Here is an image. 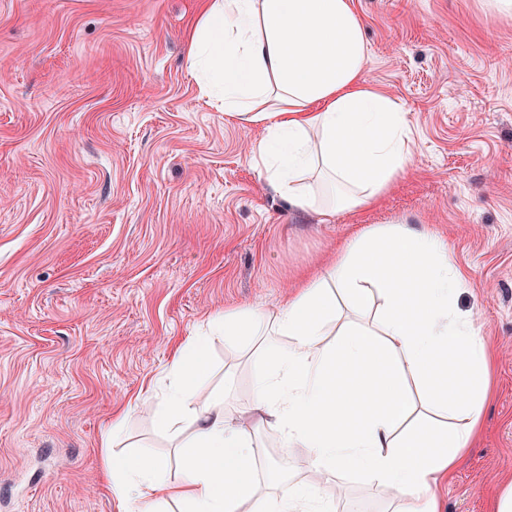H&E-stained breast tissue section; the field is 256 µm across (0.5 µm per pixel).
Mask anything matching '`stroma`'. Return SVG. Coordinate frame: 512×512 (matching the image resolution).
I'll list each match as a JSON object with an SVG mask.
<instances>
[{
	"mask_svg": "<svg viewBox=\"0 0 512 512\" xmlns=\"http://www.w3.org/2000/svg\"><path fill=\"white\" fill-rule=\"evenodd\" d=\"M367 84L412 127L411 170L376 207L292 209L250 161L261 128L201 96L186 37L200 0H0V512H118L112 417L215 314L285 300L364 224H423L468 277L492 339L482 436L438 490L488 512L512 476V17L484 0H352ZM208 390L255 365L223 334ZM129 442L179 453L139 399Z\"/></svg>",
	"mask_w": 512,
	"mask_h": 512,
	"instance_id": "1",
	"label": "stroma"
}]
</instances>
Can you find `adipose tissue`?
<instances>
[{"label": "adipose tissue", "mask_w": 512, "mask_h": 512, "mask_svg": "<svg viewBox=\"0 0 512 512\" xmlns=\"http://www.w3.org/2000/svg\"><path fill=\"white\" fill-rule=\"evenodd\" d=\"M369 52L351 0H206L187 59L225 115L263 128L252 161L302 211L333 217L374 206L413 162L401 105L363 80ZM466 279L425 227L385 224L349 239L324 273L268 309L210 318L227 342L250 337L258 369L246 411L199 392L209 339L175 352L153 421L182 452L107 456L125 512H334L353 473L381 512H440L437 489L474 448L494 389L490 338L457 310ZM259 414L302 477L264 491L273 469Z\"/></svg>", "instance_id": "adipose-tissue-1"}]
</instances>
